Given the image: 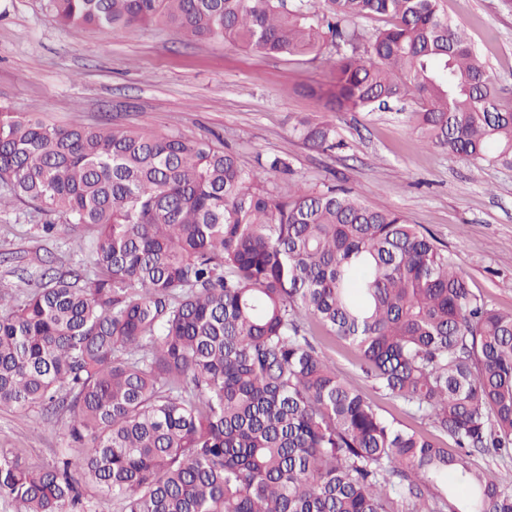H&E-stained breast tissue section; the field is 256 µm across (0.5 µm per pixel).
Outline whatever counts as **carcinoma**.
Returning a JSON list of instances; mask_svg holds the SVG:
<instances>
[{"mask_svg":"<svg viewBox=\"0 0 512 512\" xmlns=\"http://www.w3.org/2000/svg\"><path fill=\"white\" fill-rule=\"evenodd\" d=\"M441 0H48L72 31L162 23L269 58L324 50L333 111L414 98L423 142L512 166V110ZM385 18L369 32L360 19ZM369 49L360 51L362 41ZM313 147L341 146L330 124ZM208 141L48 124L0 105V180L93 230L77 269L0 293V409L71 413L72 454H0L18 512H512V311L478 299L445 246L352 191L265 183ZM350 348L376 389L453 441L387 418L313 344Z\"/></svg>","mask_w":512,"mask_h":512,"instance_id":"obj_1","label":"carcinoma"}]
</instances>
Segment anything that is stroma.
<instances>
[{
    "label": "stroma",
    "instance_id": "stroma-1",
    "mask_svg": "<svg viewBox=\"0 0 512 512\" xmlns=\"http://www.w3.org/2000/svg\"><path fill=\"white\" fill-rule=\"evenodd\" d=\"M449 19L466 26L497 77V100L512 109V0H444ZM325 65L274 60L167 25H143L111 36L94 28L65 29L46 0H0V104L65 125L110 122L146 133L224 144L240 165L276 157L288 171L270 173L278 194L301 185L350 189L370 206L400 211L447 246L469 288L490 307L512 311V168L475 165L426 146L405 111L329 112L304 94L328 84ZM335 126L339 149L305 142L301 122ZM50 215L20 205L0 212V292L15 291L20 272L38 278L45 267L66 271L83 259L77 240L41 231ZM341 376L387 417L432 434L431 425L375 389L351 351L313 333ZM68 412L47 418L0 409V450L41 465L68 453Z\"/></svg>",
    "mask_w": 512,
    "mask_h": 512
}]
</instances>
